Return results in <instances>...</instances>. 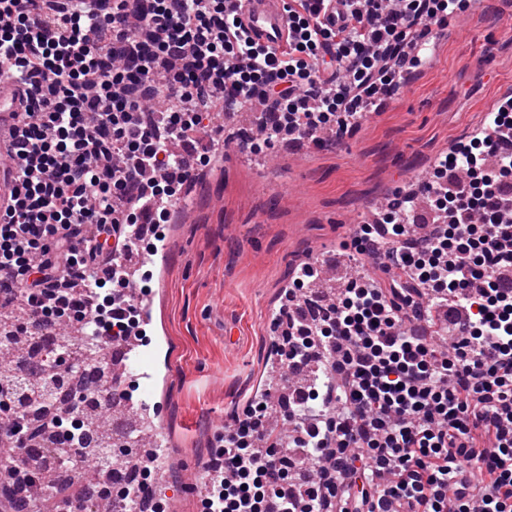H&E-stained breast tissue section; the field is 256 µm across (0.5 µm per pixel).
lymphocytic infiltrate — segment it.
I'll return each mask as SVG.
<instances>
[{"label": "lymphocytic infiltrate", "mask_w": 512, "mask_h": 512, "mask_svg": "<svg viewBox=\"0 0 512 512\" xmlns=\"http://www.w3.org/2000/svg\"><path fill=\"white\" fill-rule=\"evenodd\" d=\"M465 0H289L285 47L252 42L231 0H0V63L19 80L1 152L19 170L0 220V312L16 335L87 322L99 347L141 313L117 253L218 155L179 149L215 113L260 105V140L344 139L375 97L427 66L430 25ZM427 198L409 192L355 229L358 275L322 316L290 315L319 265L294 271L278 320L280 368L307 369L288 442L260 388L224 424L205 466V512H512V98L471 147L438 158ZM453 338L435 347L422 316ZM56 376L0 375V441L14 481L36 448L81 455L56 419L20 423ZM476 468L472 484L456 482Z\"/></svg>", "instance_id": "1"}]
</instances>
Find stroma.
I'll return each instance as SVG.
<instances>
[{
  "instance_id": "1",
  "label": "stroma",
  "mask_w": 512,
  "mask_h": 512,
  "mask_svg": "<svg viewBox=\"0 0 512 512\" xmlns=\"http://www.w3.org/2000/svg\"><path fill=\"white\" fill-rule=\"evenodd\" d=\"M512 0H471L449 17L432 64L341 143L263 146L269 165L225 159L183 222L166 226L171 256L150 282L158 360L155 420L174 467L208 461L218 431L270 385L271 314L295 267L341 254L368 206L418 188L443 152L468 143L512 92Z\"/></svg>"
}]
</instances>
